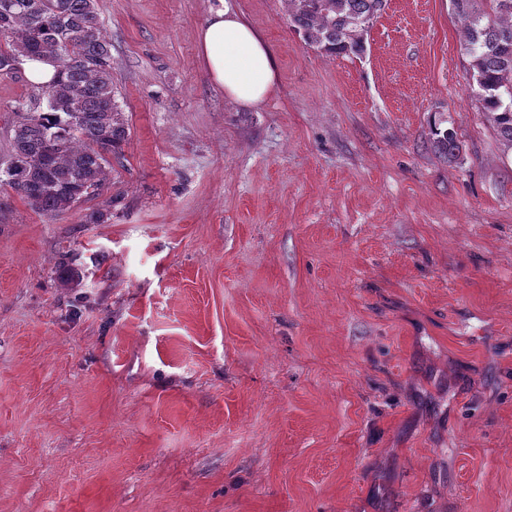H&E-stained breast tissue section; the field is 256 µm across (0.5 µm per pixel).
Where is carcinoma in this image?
<instances>
[{
  "instance_id": "cac0c4a2",
  "label": "carcinoma",
  "mask_w": 512,
  "mask_h": 512,
  "mask_svg": "<svg viewBox=\"0 0 512 512\" xmlns=\"http://www.w3.org/2000/svg\"><path fill=\"white\" fill-rule=\"evenodd\" d=\"M387 0H282L289 28L329 55H360L365 35ZM471 58L478 108L512 143V0H452ZM22 57L57 62L41 87L40 111L15 110L10 149L0 158V186L54 218L96 194L107 179L108 156L129 137L117 102L111 44L97 0H0V73ZM445 158L460 150L452 128L432 130Z\"/></svg>"
}]
</instances>
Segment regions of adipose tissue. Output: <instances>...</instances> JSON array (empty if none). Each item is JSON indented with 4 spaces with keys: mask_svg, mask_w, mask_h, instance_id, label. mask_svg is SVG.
I'll use <instances>...</instances> for the list:
<instances>
[{
    "mask_svg": "<svg viewBox=\"0 0 512 512\" xmlns=\"http://www.w3.org/2000/svg\"><path fill=\"white\" fill-rule=\"evenodd\" d=\"M197 47L210 81L235 105L254 108L270 95L277 78L275 56L229 0L210 9Z\"/></svg>",
    "mask_w": 512,
    "mask_h": 512,
    "instance_id": "adipose-tissue-1",
    "label": "adipose tissue"
}]
</instances>
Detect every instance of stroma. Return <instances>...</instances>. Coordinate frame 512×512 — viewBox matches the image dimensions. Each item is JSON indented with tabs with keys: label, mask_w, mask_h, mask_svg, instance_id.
<instances>
[{
	"label": "stroma",
	"mask_w": 512,
	"mask_h": 512,
	"mask_svg": "<svg viewBox=\"0 0 512 512\" xmlns=\"http://www.w3.org/2000/svg\"><path fill=\"white\" fill-rule=\"evenodd\" d=\"M214 4L98 0L122 156L54 218L0 189V512H512V145L451 0L336 57L235 0L278 68L250 110ZM21 104L0 75V155ZM210 9L197 47L210 81L241 108H256L270 95L277 62L266 39L228 1ZM432 146L436 152L445 158H455L460 150L456 131L453 128L441 129L435 124L432 130Z\"/></svg>",
	"instance_id": "obj_1"
}]
</instances>
